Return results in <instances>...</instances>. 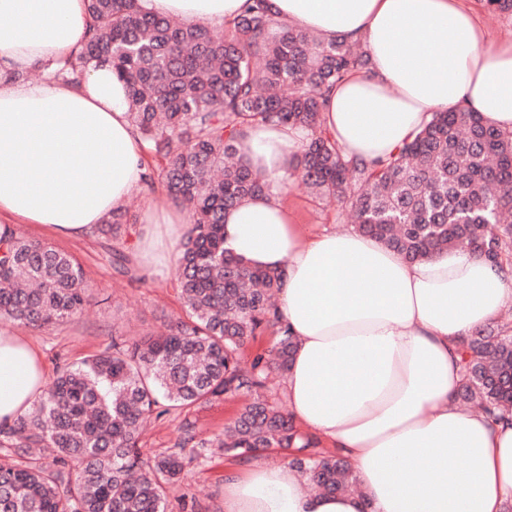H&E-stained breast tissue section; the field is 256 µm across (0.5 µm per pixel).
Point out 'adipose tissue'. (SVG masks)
I'll return each mask as SVG.
<instances>
[{
  "instance_id": "ef3b65f1",
  "label": "adipose tissue",
  "mask_w": 512,
  "mask_h": 512,
  "mask_svg": "<svg viewBox=\"0 0 512 512\" xmlns=\"http://www.w3.org/2000/svg\"><path fill=\"white\" fill-rule=\"evenodd\" d=\"M149 14L220 25L246 0H138ZM275 16L323 41L361 43L369 66L328 95L324 124L342 153L386 158L430 112L461 107L512 131V41L500 42L467 0H268ZM88 24L85 0H0V219L89 236L138 190L144 144L125 85L89 63L56 78ZM302 129L250 128L241 155L270 180L290 172ZM224 246L282 277L279 313L296 341L288 410L339 451L358 494L311 492L278 462L241 464L224 512H512V416L463 411L460 343L512 304V267L468 252L411 263L357 232L306 235L279 195L224 214ZM44 383L37 349L0 333V426Z\"/></svg>"
}]
</instances>
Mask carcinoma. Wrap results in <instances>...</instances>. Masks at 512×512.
Instances as JSON below:
<instances>
[{"instance_id":"1","label":"carcinoma","mask_w":512,"mask_h":512,"mask_svg":"<svg viewBox=\"0 0 512 512\" xmlns=\"http://www.w3.org/2000/svg\"><path fill=\"white\" fill-rule=\"evenodd\" d=\"M250 0L224 31L143 12L137 0H86L90 26L71 83L90 60L112 65L127 89L129 119L165 160L172 203L189 209L176 266L185 316L158 336L112 344L65 362L33 411L0 426V447L26 466L0 462V512H168L167 487L187 462L213 450L250 459L293 449L291 466L318 492L361 491L338 453L299 432L294 418L256 397L268 374H286L295 342L273 296L280 276L224 249V212L278 186L243 160L236 143L261 123L301 127L307 141L292 175L332 197L372 236L409 261L462 248L496 267L512 261V132L467 108L430 113L412 140L372 165L347 159L322 120L329 91L367 65L358 43H324ZM90 295L65 252L0 233V321L40 329L80 317ZM268 349L242 365L243 348L266 331ZM459 405L512 415V328L462 341ZM226 396L253 398L214 439L191 424L166 455L138 447L144 419Z\"/></svg>"}]
</instances>
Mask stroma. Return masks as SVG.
I'll list each match as a JSON object with an SVG mask.
<instances>
[{
	"mask_svg": "<svg viewBox=\"0 0 512 512\" xmlns=\"http://www.w3.org/2000/svg\"><path fill=\"white\" fill-rule=\"evenodd\" d=\"M152 185L142 186L126 201L125 224L112 232H94L86 238L64 240L32 224H16V236L48 243L79 263L90 294V304L80 319L41 330L11 326V333L26 337L42 356L46 379H53L59 361L78 362L104 349L113 335L130 338L163 333L183 313L175 280V260L164 249L166 227L151 224L147 214L165 207L160 178L163 162L145 153ZM305 232H341L340 206L331 199H318L291 186L281 194ZM151 244L153 260L138 259L143 244ZM244 398L229 397L205 405L173 410L152 420L140 439L149 455L175 446L181 424L191 420L198 436L210 438L222 432L243 408ZM233 458L216 454L191 464L185 479L167 491L169 512H224V480L235 468Z\"/></svg>",
	"mask_w": 512,
	"mask_h": 512,
	"instance_id": "obj_1",
	"label": "stroma"
}]
</instances>
